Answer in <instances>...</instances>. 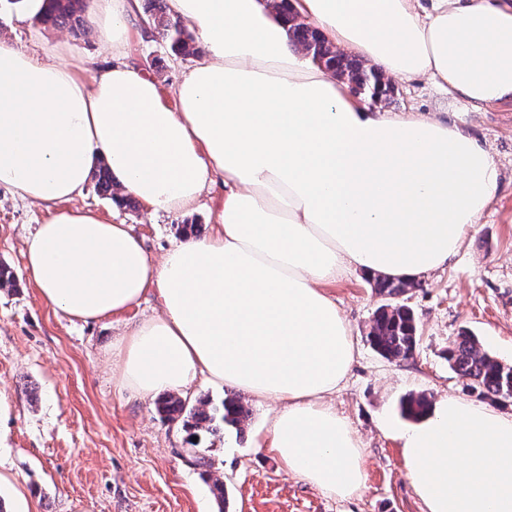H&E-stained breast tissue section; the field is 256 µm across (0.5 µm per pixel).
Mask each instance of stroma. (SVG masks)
<instances>
[{
	"label": "stroma",
	"mask_w": 512,
	"mask_h": 512,
	"mask_svg": "<svg viewBox=\"0 0 512 512\" xmlns=\"http://www.w3.org/2000/svg\"><path fill=\"white\" fill-rule=\"evenodd\" d=\"M122 60L153 76L163 101L195 58L173 55L155 40L142 14L129 21ZM0 35L46 62L95 70L111 65L112 51L99 32L77 35L20 20L14 0H0ZM391 100L362 103L393 112L448 113L490 147L500 177L492 203L464 235L448 264L422 278L403 296L419 325L412 357L389 361L367 333L383 299L368 277L350 270L326 288L348 321L358 354L331 403L349 423L363 452L362 492L342 500L287 473L258 440L277 405L248 399L244 434L202 436L226 501L217 505L200 475L190 438L161 420L154 401L118 385L112 344L133 324L159 309L154 296L139 307L95 323L71 320L47 304L27 277L26 235L49 217L46 206L0 188V263L15 271L17 286L0 288V498L7 512H425L407 476L394 429H406L399 404L408 395L431 401L469 400L445 353L461 331L482 350L512 363V100L482 110L427 79L396 80ZM224 195L223 181L204 189L186 214L113 206L86 185L73 207L97 212L108 223L131 225L148 254L161 258L185 224L208 225Z\"/></svg>",
	"instance_id": "35a3bbf8"
}]
</instances>
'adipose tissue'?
Segmentation results:
<instances>
[{
  "label": "adipose tissue",
  "mask_w": 512,
  "mask_h": 512,
  "mask_svg": "<svg viewBox=\"0 0 512 512\" xmlns=\"http://www.w3.org/2000/svg\"><path fill=\"white\" fill-rule=\"evenodd\" d=\"M137 0H94L123 54ZM274 0H168L205 54L163 103L114 64L82 77L0 42V187L51 205L25 241L30 281L84 323L155 294L114 345L142 397L196 379L282 402L264 443L338 498L364 486L362 450L329 398L356 349L327 284L349 269L417 281L445 265L495 197L491 152L443 116L372 109L290 45ZM325 39L387 77L422 76L473 109L512 97V0H291ZM105 163L120 196L183 213L214 177L209 235L152 260L126 224L71 208ZM426 512H512V413L448 397L402 436Z\"/></svg>",
  "instance_id": "obj_1"
}]
</instances>
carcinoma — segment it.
I'll use <instances>...</instances> for the list:
<instances>
[{"mask_svg":"<svg viewBox=\"0 0 512 512\" xmlns=\"http://www.w3.org/2000/svg\"><path fill=\"white\" fill-rule=\"evenodd\" d=\"M143 16L153 27L158 39L170 43L172 50L187 58L200 53L192 36L167 12V0H143ZM279 10L286 21L288 41L300 48L312 61L321 60L330 70L347 72L357 86L374 90V94L387 92L383 78L375 71H366L328 44L320 31L304 21L291 17L290 0H280ZM85 0H47L45 13L36 22L54 28L81 29L90 32L85 18ZM97 192L108 199L115 194L114 180L109 171L98 167L92 172ZM411 284L377 277L374 291L389 303L376 313L367 340L387 360H405L411 357L418 344V326L414 312L399 302ZM449 368L465 380V390L479 399L492 402H512V382L509 368L497 358L482 351L475 336L464 330L459 341L448 348ZM431 406L424 395H409L401 401L402 414L417 421ZM158 413L168 422H182L187 429L216 432L224 426L241 432L250 420L252 411L241 399L226 397L217 405L209 399L188 405L182 397L165 393L156 401Z\"/></svg>","mask_w":512,"mask_h":512,"instance_id":"obj_1","label":"carcinoma"}]
</instances>
